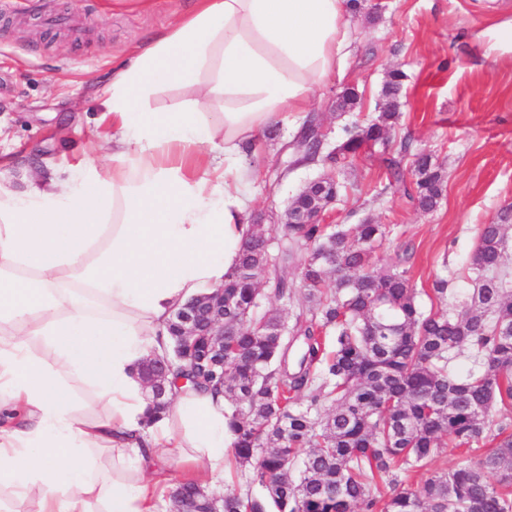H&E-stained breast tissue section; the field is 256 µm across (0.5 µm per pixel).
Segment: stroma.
<instances>
[{"mask_svg": "<svg viewBox=\"0 0 512 512\" xmlns=\"http://www.w3.org/2000/svg\"><path fill=\"white\" fill-rule=\"evenodd\" d=\"M350 15L352 51L341 76L318 90L310 106L334 147L345 125L374 119L388 72L406 78L400 116L386 151L410 171L413 153L433 155L444 174L434 211L421 212L379 166L374 147L338 170L345 188L320 221L386 225L376 251L400 266L412 288L430 292L448 281V310L471 287L469 258L480 225L512 209V49L496 44L512 21V0H361ZM194 0H0V170L16 176L76 167L107 132L99 100L112 69L136 45L166 32ZM355 87L354 111L337 110ZM251 154L256 177L247 211L253 224H276L287 202L325 170L321 162L290 167L285 145L294 123L275 124ZM410 152H399L401 141Z\"/></svg>", "mask_w": 512, "mask_h": 512, "instance_id": "obj_1", "label": "stroma"}]
</instances>
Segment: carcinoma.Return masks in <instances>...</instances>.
<instances>
[{"instance_id": "carcinoma-1", "label": "carcinoma", "mask_w": 512, "mask_h": 512, "mask_svg": "<svg viewBox=\"0 0 512 512\" xmlns=\"http://www.w3.org/2000/svg\"><path fill=\"white\" fill-rule=\"evenodd\" d=\"M402 80L401 70L390 71L378 116L344 127L325 155L316 118L304 121L296 163L322 160L328 171L316 188L299 190L294 211L316 199L328 207L341 189L336 167L376 145L388 185L420 210L436 209L444 175L433 157L414 154L408 183L387 156ZM511 219L506 211L481 226L469 259L473 292L457 313L425 310L405 271L375 261L383 224L282 223L275 251L263 225H253L224 280V335L234 353L220 367L201 347L183 361L194 387L224 392L235 462L266 491L256 498L228 490L224 512H512V420L492 416L512 409V290L503 273ZM295 262L308 307L289 325L260 308L267 292L294 294L285 269ZM463 348L473 367L460 374L452 361ZM491 440L480 460L435 473L416 491L395 477L379 488L386 475L427 466L439 448L470 455Z\"/></svg>"}]
</instances>
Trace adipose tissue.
<instances>
[{"label":"adipose tissue","mask_w":512,"mask_h":512,"mask_svg":"<svg viewBox=\"0 0 512 512\" xmlns=\"http://www.w3.org/2000/svg\"><path fill=\"white\" fill-rule=\"evenodd\" d=\"M347 0H196L114 69L112 134L79 171L0 181V491L35 512H167L146 475L164 449L223 480L233 436L223 395L173 389L150 419L141 366L166 322L236 265L255 170L242 146L299 118L351 53ZM196 89L174 112L149 100ZM112 406L84 419L60 375Z\"/></svg>","instance_id":"1"}]
</instances>
